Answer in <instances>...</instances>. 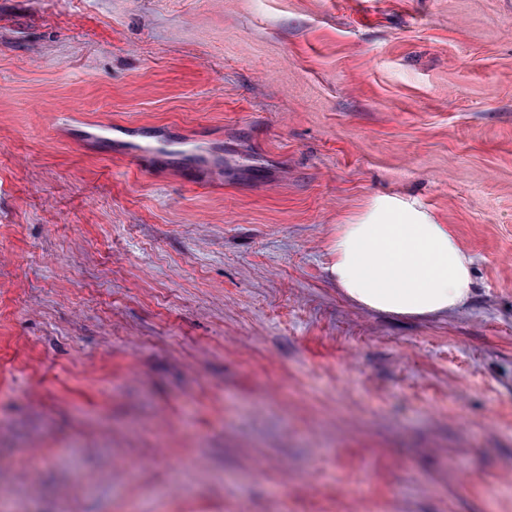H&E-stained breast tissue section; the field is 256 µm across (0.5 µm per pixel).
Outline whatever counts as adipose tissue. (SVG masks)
<instances>
[{
    "label": "adipose tissue",
    "instance_id": "ef3b65f1",
    "mask_svg": "<svg viewBox=\"0 0 512 512\" xmlns=\"http://www.w3.org/2000/svg\"><path fill=\"white\" fill-rule=\"evenodd\" d=\"M327 271L351 302L421 319L462 307L473 293L472 262L450 225L397 197L374 199L338 225Z\"/></svg>",
    "mask_w": 512,
    "mask_h": 512
}]
</instances>
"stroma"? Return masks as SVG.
Masks as SVG:
<instances>
[{
	"instance_id": "1",
	"label": "stroma",
	"mask_w": 512,
	"mask_h": 512,
	"mask_svg": "<svg viewBox=\"0 0 512 512\" xmlns=\"http://www.w3.org/2000/svg\"><path fill=\"white\" fill-rule=\"evenodd\" d=\"M377 196L466 305L329 279ZM0 512H512V0H0ZM327 271L351 302L421 319L462 307L473 293L472 262L448 224L398 197H380L339 224Z\"/></svg>"
}]
</instances>
